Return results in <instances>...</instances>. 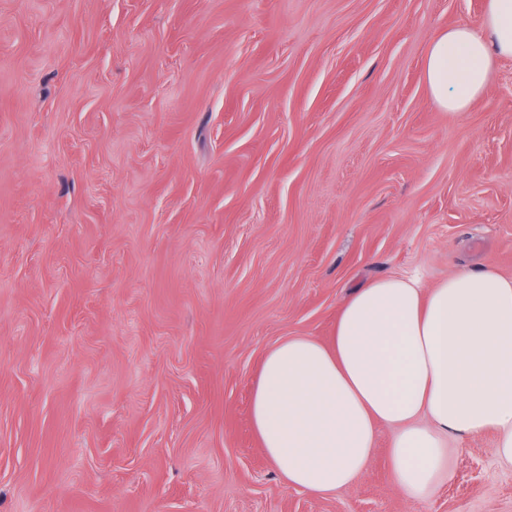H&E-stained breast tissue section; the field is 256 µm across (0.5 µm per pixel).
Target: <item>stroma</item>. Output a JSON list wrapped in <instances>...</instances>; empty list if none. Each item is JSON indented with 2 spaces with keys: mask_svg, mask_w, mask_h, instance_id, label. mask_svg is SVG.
I'll return each mask as SVG.
<instances>
[{
  "mask_svg": "<svg viewBox=\"0 0 512 512\" xmlns=\"http://www.w3.org/2000/svg\"><path fill=\"white\" fill-rule=\"evenodd\" d=\"M485 0H0V512H512L495 436L411 500L285 486L265 350L356 284L512 276V59L442 110Z\"/></svg>",
  "mask_w": 512,
  "mask_h": 512,
  "instance_id": "stroma-1",
  "label": "stroma"
}]
</instances>
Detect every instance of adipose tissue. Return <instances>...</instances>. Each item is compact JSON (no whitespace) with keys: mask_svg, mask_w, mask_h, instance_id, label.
<instances>
[{"mask_svg":"<svg viewBox=\"0 0 512 512\" xmlns=\"http://www.w3.org/2000/svg\"><path fill=\"white\" fill-rule=\"evenodd\" d=\"M499 58H512V0H487L479 26L439 32L424 81L441 108L463 112ZM251 419L285 485L316 496L355 485L383 427L392 483L413 500L441 480L449 438L493 433L512 463V277L463 271L426 288L396 274L357 286L328 340L288 336L266 350Z\"/></svg>","mask_w":512,"mask_h":512,"instance_id":"1","label":"adipose tissue"}]
</instances>
